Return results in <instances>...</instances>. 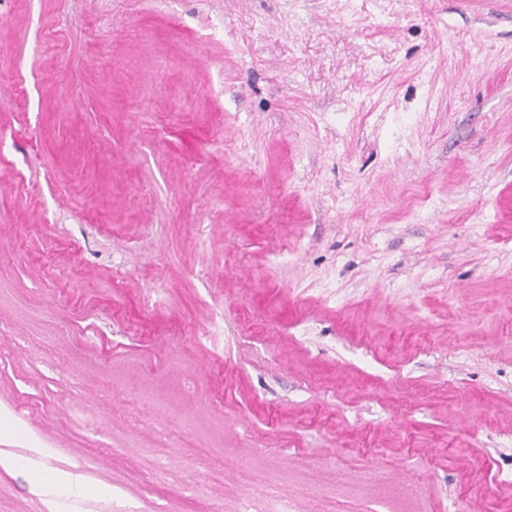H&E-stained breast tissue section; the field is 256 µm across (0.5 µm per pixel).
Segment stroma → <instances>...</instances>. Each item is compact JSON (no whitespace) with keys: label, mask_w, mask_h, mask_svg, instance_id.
<instances>
[{"label":"stroma","mask_w":512,"mask_h":512,"mask_svg":"<svg viewBox=\"0 0 512 512\" xmlns=\"http://www.w3.org/2000/svg\"><path fill=\"white\" fill-rule=\"evenodd\" d=\"M32 448L0 512H512V0H0ZM35 484L45 495L52 498L81 496L87 492L81 478L69 472H60L51 477L37 475Z\"/></svg>","instance_id":"stroma-1"}]
</instances>
